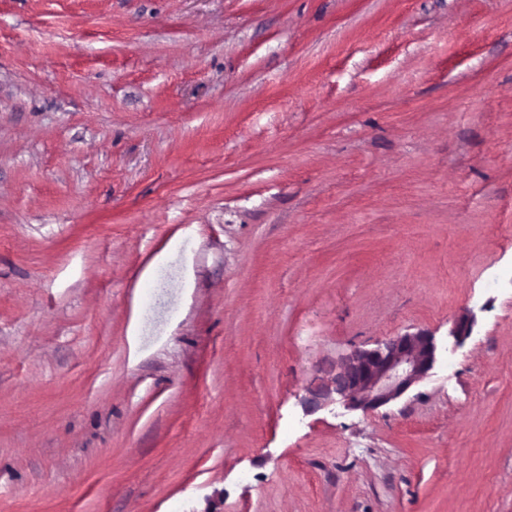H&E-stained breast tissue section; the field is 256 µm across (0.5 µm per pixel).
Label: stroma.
<instances>
[{
  "instance_id": "1",
  "label": "stroma",
  "mask_w": 512,
  "mask_h": 512,
  "mask_svg": "<svg viewBox=\"0 0 512 512\" xmlns=\"http://www.w3.org/2000/svg\"><path fill=\"white\" fill-rule=\"evenodd\" d=\"M508 271L512 0H0V512H512ZM168 259H158L151 263L141 274L140 283L144 290L143 298V318L145 317L152 296L161 288L164 281L161 278V272L167 265ZM474 324V318L471 315H466L461 319L457 320L452 329L450 330L449 336L453 338V342H447V355L455 354L463 344L464 339L470 336ZM426 332L405 333L378 341L372 349H354L339 371L318 389H308L306 410L340 405L347 410H375L399 399L425 379L443 355Z\"/></svg>"
}]
</instances>
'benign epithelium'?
<instances>
[{"instance_id": "benign-epithelium-1", "label": "benign epithelium", "mask_w": 512, "mask_h": 512, "mask_svg": "<svg viewBox=\"0 0 512 512\" xmlns=\"http://www.w3.org/2000/svg\"><path fill=\"white\" fill-rule=\"evenodd\" d=\"M474 318L457 320L443 348L426 332L405 333L381 340L372 349H354L341 358L339 371L318 389L308 390L304 408L340 405L346 410H375L399 399L425 379L438 358L452 355L472 332Z\"/></svg>"}]
</instances>
